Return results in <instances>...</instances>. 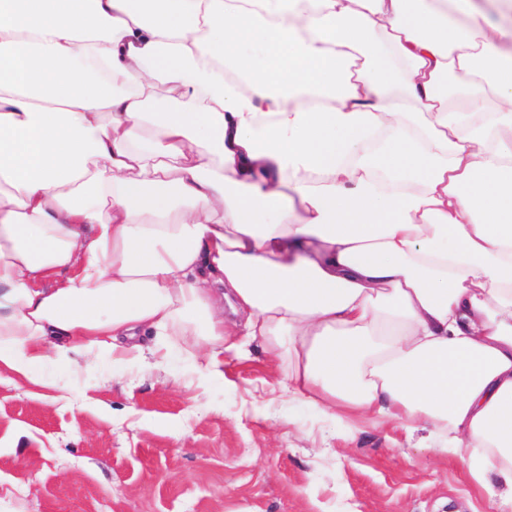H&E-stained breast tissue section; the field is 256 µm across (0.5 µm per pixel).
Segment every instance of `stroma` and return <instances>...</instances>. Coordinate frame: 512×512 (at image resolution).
<instances>
[{
	"label": "stroma",
	"instance_id": "stroma-1",
	"mask_svg": "<svg viewBox=\"0 0 512 512\" xmlns=\"http://www.w3.org/2000/svg\"><path fill=\"white\" fill-rule=\"evenodd\" d=\"M192 355L99 358L66 401L0 371V512H495L429 429L324 420L260 351L201 384Z\"/></svg>",
	"mask_w": 512,
	"mask_h": 512
}]
</instances>
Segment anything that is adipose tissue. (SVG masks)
I'll list each match as a JSON object with an SVG mask.
<instances>
[{
  "instance_id": "adipose-tissue-1",
  "label": "adipose tissue",
  "mask_w": 512,
  "mask_h": 512,
  "mask_svg": "<svg viewBox=\"0 0 512 512\" xmlns=\"http://www.w3.org/2000/svg\"><path fill=\"white\" fill-rule=\"evenodd\" d=\"M172 336L512 512V0H0V371Z\"/></svg>"
}]
</instances>
